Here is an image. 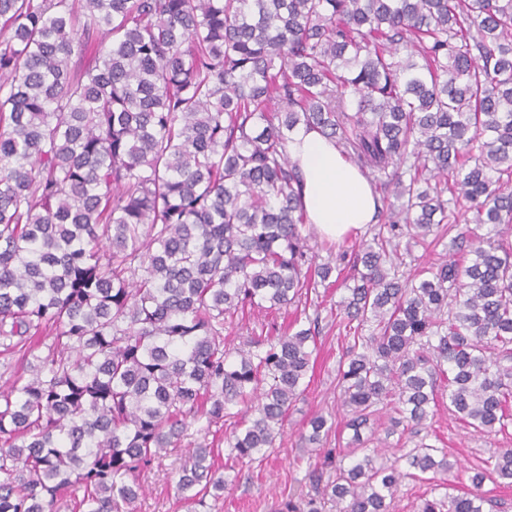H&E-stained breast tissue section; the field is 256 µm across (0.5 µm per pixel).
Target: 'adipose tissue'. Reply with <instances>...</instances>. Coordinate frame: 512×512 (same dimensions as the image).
<instances>
[{"label": "adipose tissue", "mask_w": 512, "mask_h": 512, "mask_svg": "<svg viewBox=\"0 0 512 512\" xmlns=\"http://www.w3.org/2000/svg\"><path fill=\"white\" fill-rule=\"evenodd\" d=\"M288 154L302 176L301 204L320 234L340 240L372 223L377 212L372 188L333 141L302 128L289 141Z\"/></svg>", "instance_id": "1"}]
</instances>
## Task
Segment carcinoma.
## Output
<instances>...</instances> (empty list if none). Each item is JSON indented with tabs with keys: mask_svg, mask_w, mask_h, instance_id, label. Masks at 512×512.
Listing matches in <instances>:
<instances>
[{
	"mask_svg": "<svg viewBox=\"0 0 512 512\" xmlns=\"http://www.w3.org/2000/svg\"><path fill=\"white\" fill-rule=\"evenodd\" d=\"M301 127L401 204L340 255L351 435L279 512H389L404 480L453 468L425 436L384 461L382 413L417 436L442 395L479 433L512 426V0H0V512H58L70 487L79 512H137L140 474L193 425L241 420L232 471L282 439L320 306L293 334L224 330L340 270L309 245ZM463 203L464 261L405 275L400 240L439 241ZM308 426L319 447L333 424ZM213 457L182 465L191 506L236 481ZM487 480L512 486V448L421 512H495Z\"/></svg>",
	"mask_w": 512,
	"mask_h": 512,
	"instance_id": "cac0c4a2",
	"label": "carcinoma"
}]
</instances>
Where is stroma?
<instances>
[{
  "mask_svg": "<svg viewBox=\"0 0 512 512\" xmlns=\"http://www.w3.org/2000/svg\"><path fill=\"white\" fill-rule=\"evenodd\" d=\"M319 341L320 352L309 386L289 412L284 438L268 450L263 461L243 468L239 482L225 492L223 499L207 500L206 512H274L281 501L300 499L312 493L308 455L302 449L300 434L313 416L336 413L339 405L336 369L342 355L336 326H324ZM433 428L440 447L454 465L446 476L452 490L470 489L468 473L480 466L488 449L512 448V431L491 436L474 432L449 415L444 406L440 407ZM187 453V448H179L161 465L141 474L144 494L137 502L138 512H188L177 491L180 466Z\"/></svg>",
  "mask_w": 512,
  "mask_h": 512,
  "instance_id": "35a3bbf8",
  "label": "stroma"
}]
</instances>
